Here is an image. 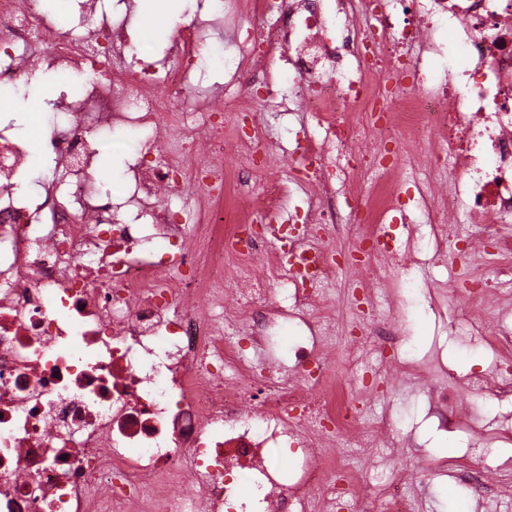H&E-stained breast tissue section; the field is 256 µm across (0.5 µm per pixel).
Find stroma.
I'll list each match as a JSON object with an SVG mask.
<instances>
[{
    "label": "stroma",
    "instance_id": "obj_1",
    "mask_svg": "<svg viewBox=\"0 0 512 512\" xmlns=\"http://www.w3.org/2000/svg\"><path fill=\"white\" fill-rule=\"evenodd\" d=\"M215 7L214 0H158L155 16L148 17L140 13L134 0H98L97 11L90 16L85 0H56L48 14L54 25L65 30L82 23L98 27L126 20V60L131 63L139 56L148 61L164 58L174 31L195 15L206 14ZM81 82L79 75L37 61L23 83L0 89V123L11 125L15 137L28 144L20 191L37 193L51 178L54 164L38 145L49 128L52 104L76 94ZM268 123L270 153L292 168L298 164L289 155L294 132L301 130L316 137L324 134L313 115L298 108L269 116ZM142 138V133L122 128L94 134L93 144L98 151L96 181L120 191L135 162V153L120 151L117 145L126 139L138 142ZM405 221L399 235L414 231L422 254L419 261L392 271L388 292L376 294L374 302L394 323L400 352L419 370L439 381L479 374L493 362L495 351L481 337L467 335L473 315L446 288L452 255L460 249L469 250L470 245L451 240L443 252H436L426 213L410 207ZM363 388L377 396L373 410L391 421L394 440L403 450L400 463L413 469L414 491L426 512H476L478 502L470 488L438 469L441 460L462 454L465 449H472L478 456L485 473L512 480V442L502 441L494 434L499 427H512V399L459 394V404L477 414L479 421L473 430L452 432L440 427L422 395L407 391L385 394V383L376 375L367 376Z\"/></svg>",
    "mask_w": 512,
    "mask_h": 512
}]
</instances>
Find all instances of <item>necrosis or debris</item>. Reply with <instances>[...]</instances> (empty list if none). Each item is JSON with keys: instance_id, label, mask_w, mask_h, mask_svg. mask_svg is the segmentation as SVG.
I'll return each instance as SVG.
<instances>
[{"instance_id": "1", "label": "necrosis or debris", "mask_w": 512, "mask_h": 512, "mask_svg": "<svg viewBox=\"0 0 512 512\" xmlns=\"http://www.w3.org/2000/svg\"><path fill=\"white\" fill-rule=\"evenodd\" d=\"M405 25L395 28L390 10ZM264 27L240 25L243 13ZM447 21L468 67L431 77ZM234 72L219 105L200 100L191 62L209 22L175 34L163 76L121 66L119 29L55 31L39 0H0V83L28 74L32 55L84 77L80 99L44 140L62 167L39 195L19 192L26 146L0 128V512H420L403 471L357 494L368 461L398 458L390 423L358 398L356 370L378 358L411 377L434 409L448 390L392 353L395 336H340L325 284L326 242L341 199L364 200L385 223L402 185L422 171L421 134L436 136L446 187L418 198L437 234L457 235L467 210L496 251L473 248L454 284L480 318L512 292V0H224ZM287 59L294 95H280ZM297 103L327 126L292 151L319 200L290 261L269 253L287 228L247 234L225 215L252 194L240 173L269 168V101ZM149 130L156 162H136L119 194L93 177L94 131ZM344 193H337V184ZM188 194L180 208L159 188ZM293 289L312 344L293 370H270L275 323L288 318L272 283ZM248 324L250 349L235 329ZM347 360L352 375L328 369ZM292 452L281 464L273 450Z\"/></svg>"}]
</instances>
